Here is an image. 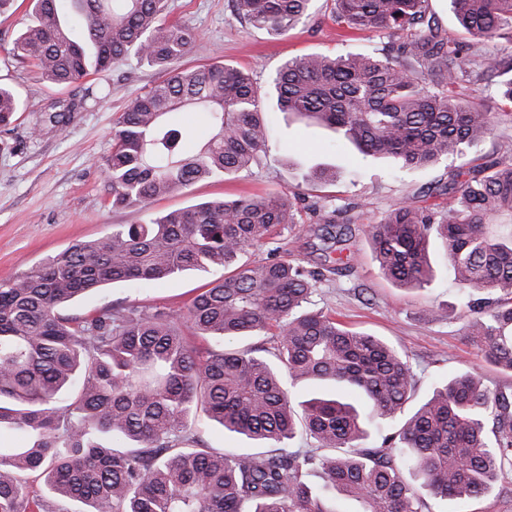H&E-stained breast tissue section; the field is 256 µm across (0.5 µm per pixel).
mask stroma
Listing matches in <instances>:
<instances>
[{
    "label": "stroma",
    "instance_id": "1",
    "mask_svg": "<svg viewBox=\"0 0 512 512\" xmlns=\"http://www.w3.org/2000/svg\"><path fill=\"white\" fill-rule=\"evenodd\" d=\"M333 6V0H311L307 16L284 36L246 24L237 15L233 0H169L167 19L198 34L182 65L228 63L248 71L264 90L286 61L306 54L380 49L397 54L400 39L337 30ZM29 7L30 0H15L13 8L0 14V84L11 87L21 105L16 121L0 127V281L29 273L73 243L101 238L116 224H141L200 202L269 192L291 201L298 210V221L280 226L275 240L250 250V258L270 259L280 254L311 270L317 254L304 230L317 220L314 204L326 197L341 207L337 223L352 229L354 261L343 276L317 282L312 308L336 314L404 351L417 375L415 401L424 400L434 387L459 372L474 373L491 389L512 387V374L499 371L477 354L467 341L462 317L451 313L462 292L448 278L443 250H433L432 283L422 290H405L380 275L368 238L370 225L399 203L410 200L425 206L439 202L438 188L447 181L453 164L512 158V121L498 120L483 144L465 149L456 161L405 173L363 157L326 126L307 124L277 111L275 100L267 99L264 117L273 138L258 165L231 177L196 182L175 197L116 210L101 162L112 150L115 122L159 72L131 58L90 77L88 83L103 85L108 97L96 107L74 113L65 128L48 126V106L80 97L85 85L59 89L14 55L13 43ZM319 165L335 168L334 183L321 187L308 182L309 171ZM217 277L214 271L188 270L160 282L109 284L70 303L64 312L83 317L117 301L150 312L178 311ZM428 508L430 512H512V477L484 496L448 503L432 499Z\"/></svg>",
    "mask_w": 512,
    "mask_h": 512
}]
</instances>
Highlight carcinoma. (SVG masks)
I'll list each match as a JSON object with an SVG mask.
<instances>
[{
	"label": "carcinoma",
	"mask_w": 512,
	"mask_h": 512,
	"mask_svg": "<svg viewBox=\"0 0 512 512\" xmlns=\"http://www.w3.org/2000/svg\"><path fill=\"white\" fill-rule=\"evenodd\" d=\"M14 55L65 88L130 55L159 67L154 82L112 130L104 171L112 207L144 206L191 183L235 175L259 161L272 140L264 93L242 70L214 62L176 66L196 33L166 21L167 0H32ZM250 26L285 35L311 0H234ZM342 29L405 39L402 55L311 54L283 64L272 83L277 108L328 126L365 156L402 170L425 169L477 147L495 118L512 120V58L479 43L512 29V0H450L475 43L448 41L429 0H334ZM497 79L511 108L494 117L457 89ZM94 96L57 101L49 121L64 126ZM20 103L0 85V126ZM208 132L186 146L191 116ZM445 204L404 201L370 226L381 274L400 288L434 278L431 241L442 242L459 288L485 294L463 305L466 336L484 359L512 373V160L460 165L440 187ZM320 268L285 258L249 261L283 224L293 204L271 194L203 202L149 219L114 224L104 237L76 243L30 273L0 282V512H423L426 498L485 495L512 473V388L483 386L457 373L412 412L416 386L408 356L355 330L330 312L309 309L316 282L351 269V229L338 208L314 207ZM224 268V278L183 313H149L106 304L84 318L60 308L116 282H154L187 270ZM196 336L277 339L273 363L257 351L189 344ZM319 387L294 410L280 370ZM224 432L265 447L226 453L198 447L196 409ZM402 427L367 443L380 421ZM305 434L316 450L287 449ZM43 478L32 496L25 475ZM322 483L316 485L311 477Z\"/></svg>",
	"instance_id": "cac0c4a2"
}]
</instances>
